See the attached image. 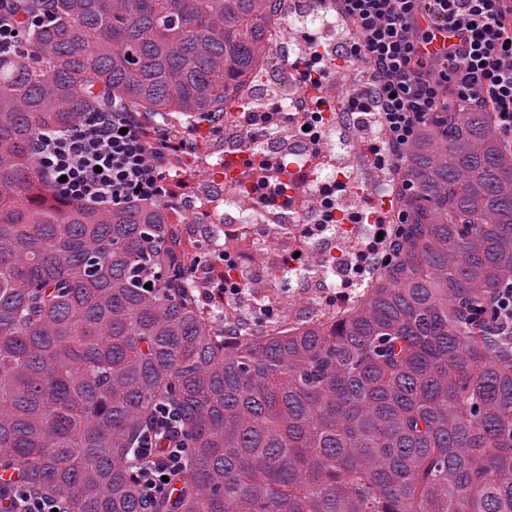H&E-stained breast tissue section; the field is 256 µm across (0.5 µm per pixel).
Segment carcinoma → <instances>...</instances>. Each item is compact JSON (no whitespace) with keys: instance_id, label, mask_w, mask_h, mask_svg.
I'll use <instances>...</instances> for the list:
<instances>
[{"instance_id":"1","label":"carcinoma","mask_w":512,"mask_h":512,"mask_svg":"<svg viewBox=\"0 0 512 512\" xmlns=\"http://www.w3.org/2000/svg\"><path fill=\"white\" fill-rule=\"evenodd\" d=\"M285 0H44L0 57V470L70 512H139L156 407L188 467L165 512H512V149L488 112H433L398 169L403 247L342 314L288 333L204 311L165 197L61 203L29 147L117 103L147 136L224 112ZM150 288H144V285ZM511 285V282H510ZM508 285V287L510 286ZM499 288L493 295L491 303L495 312V320L499 328H508L512 332V287Z\"/></svg>"}]
</instances>
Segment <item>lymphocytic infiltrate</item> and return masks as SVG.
<instances>
[{
	"instance_id": "1",
	"label": "lymphocytic infiltrate",
	"mask_w": 512,
	"mask_h": 512,
	"mask_svg": "<svg viewBox=\"0 0 512 512\" xmlns=\"http://www.w3.org/2000/svg\"><path fill=\"white\" fill-rule=\"evenodd\" d=\"M339 14L358 37L346 47L343 63L369 65L374 84L345 101L359 127L378 125L383 140L368 151L378 166L396 164L413 142L418 126L432 112L469 109L492 113L502 135L512 141V0H336ZM429 12L434 24L453 30L461 45L447 48L442 67L426 52L433 31L421 28L418 16ZM43 16L30 0H0V56H16L28 30ZM303 81L312 94L302 111L288 121L307 128L312 146L322 131L321 98L331 60L311 47L302 58ZM173 146L164 136L146 139L135 113L110 108L83 113L67 130L45 132L32 144L41 176L64 201L93 209H109L134 201H152L162 193L163 167ZM285 163L260 160L253 167L252 192L258 205H288ZM350 176L320 192V217L325 224L374 223L381 238L366 245L381 254L395 247L392 229L376 206L348 213L339 196L353 193ZM188 451L183 420L173 409L158 410L143 428L142 446L130 460L142 512H159L170 500L174 482L185 474ZM0 495L9 512H69L61 495H48L0 476Z\"/></svg>"
}]
</instances>
